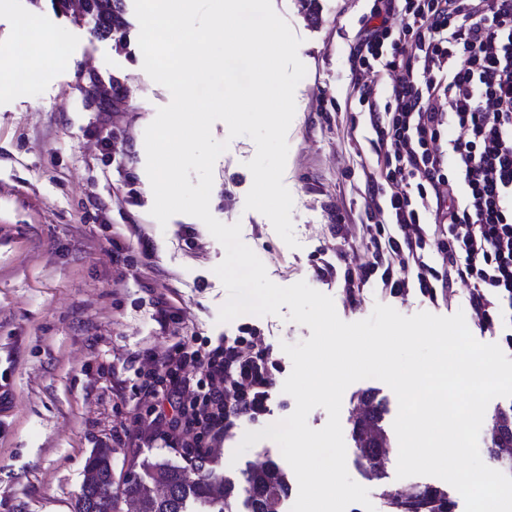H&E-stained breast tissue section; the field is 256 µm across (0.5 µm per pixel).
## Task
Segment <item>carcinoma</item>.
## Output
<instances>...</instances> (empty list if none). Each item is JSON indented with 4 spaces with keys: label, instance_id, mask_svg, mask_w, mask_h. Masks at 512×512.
Masks as SVG:
<instances>
[{
    "label": "carcinoma",
    "instance_id": "cac0c4a2",
    "mask_svg": "<svg viewBox=\"0 0 512 512\" xmlns=\"http://www.w3.org/2000/svg\"><path fill=\"white\" fill-rule=\"evenodd\" d=\"M123 0H89L88 10L97 31L109 35L125 27L122 16ZM360 400L371 404V411L354 419L351 437L366 428L386 432L385 407L373 389H366ZM501 434L497 443L487 446L486 453L499 467L512 473V458L501 455V448H512V405L499 415ZM144 476L126 483L124 496L136 501L138 512H189L192 503H200L212 512H224V501L244 497L247 512H279V503L288 496L291 483L279 466L269 465L249 472L244 485L224 480L215 472L203 478L196 470L170 464L166 460L142 461ZM88 472L92 482L82 484L75 502V512H118V499L109 491L112 487V449L97 448L89 457ZM163 485L170 495L160 497L156 487ZM392 512H455L457 501L444 498L441 489L423 485L414 494H389Z\"/></svg>",
    "mask_w": 512,
    "mask_h": 512
}]
</instances>
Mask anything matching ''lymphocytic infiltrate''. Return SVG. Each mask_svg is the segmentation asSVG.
I'll use <instances>...</instances> for the list:
<instances>
[{
    "label": "lymphocytic infiltrate",
    "instance_id": "f902f5d3",
    "mask_svg": "<svg viewBox=\"0 0 512 512\" xmlns=\"http://www.w3.org/2000/svg\"><path fill=\"white\" fill-rule=\"evenodd\" d=\"M351 56L347 98L367 116L375 160L359 223L337 215L334 257L313 278L352 310L370 289L436 307L464 285L476 327L511 349L512 0H374ZM258 333L241 327L211 349L178 335L147 353L135 440L203 464L244 421L271 415L280 364Z\"/></svg>",
    "mask_w": 512,
    "mask_h": 512
}]
</instances>
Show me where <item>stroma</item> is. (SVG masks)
<instances>
[{"instance_id": "1", "label": "stroma", "mask_w": 512, "mask_h": 512, "mask_svg": "<svg viewBox=\"0 0 512 512\" xmlns=\"http://www.w3.org/2000/svg\"><path fill=\"white\" fill-rule=\"evenodd\" d=\"M372 5L272 0L301 38L298 56L306 67L295 90L283 175L299 248H289L267 217L245 207L254 142L228 139L224 122L212 127L215 139L230 142L213 168L212 215L240 223L243 242L272 282L311 281L346 322L368 318L376 296L349 313L340 288L312 281L311 264L320 250L335 248L328 226L337 214L357 220L360 164L373 157L365 114L346 104L350 48ZM26 17L65 42L69 61L21 92L9 90L10 75L0 74V393L8 395L0 402V512H74L92 451L111 441L113 428L135 426L128 377L139 356L149 348L164 353L172 342L152 319L157 299L182 308L184 335L201 342L235 335L242 324L258 326L262 345L271 346L286 369L292 362L282 343L308 339L311 330L289 320L286 306L277 316L219 322L228 294L214 269L225 257L223 246L195 217L177 214L162 225L151 216L144 131L171 95L142 68L134 0H124L128 27L121 36L96 34L93 20L62 14L53 0H11L0 8V48L14 44ZM350 114L358 125L352 140L343 134ZM130 224L153 240L151 257L134 246L123 258L112 253L108 237ZM371 387L387 402V421H394V392L365 379L343 394V432L352 428L359 393ZM243 436L236 431L212 448L218 473L240 482L263 462L283 463L270 440L236 454ZM345 445L348 473L368 489L376 512H389L388 492L426 482L397 478L393 461L371 473L354 441ZM161 457L183 462L174 448L113 443L114 492L139 474L141 460Z\"/></svg>"}]
</instances>
